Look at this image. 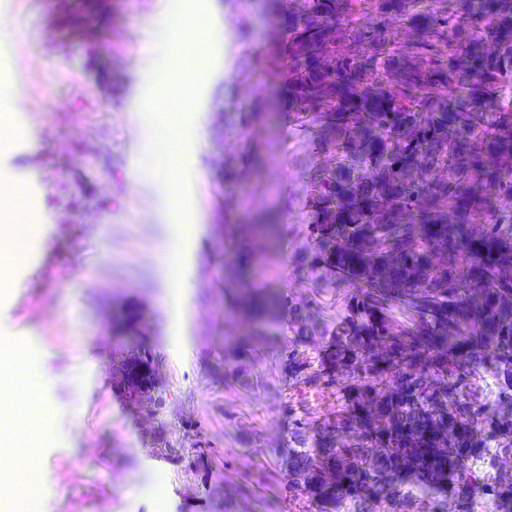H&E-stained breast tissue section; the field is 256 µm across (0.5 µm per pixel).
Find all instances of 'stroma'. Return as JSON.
Returning <instances> with one entry per match:
<instances>
[{"label": "stroma", "instance_id": "35a3bbf8", "mask_svg": "<svg viewBox=\"0 0 512 512\" xmlns=\"http://www.w3.org/2000/svg\"><path fill=\"white\" fill-rule=\"evenodd\" d=\"M0 190H18L23 239L0 236V344L26 339L44 370L43 416L0 404V436L36 431L49 462L22 505L0 512H310L289 490L288 451L344 414L341 390L296 379L275 314H234L241 282L224 242L250 257L254 288L286 289L309 235L301 132L287 124L281 83L262 48L279 43L274 0H0ZM214 10L230 27L206 72L185 70L171 20ZM43 61L40 72L26 62ZM173 82L187 102L153 106ZM68 100L27 127L18 92ZM207 143L198 180L166 170L168 123ZM282 158L294 174L272 168ZM135 181H127V171ZM258 197L262 207L250 206ZM287 212L292 238L244 233L258 212ZM193 276L174 288L168 261ZM153 353L150 393L132 398L121 367ZM53 357H44V350ZM248 479L247 493L225 477Z\"/></svg>", "mask_w": 512, "mask_h": 512}]
</instances>
